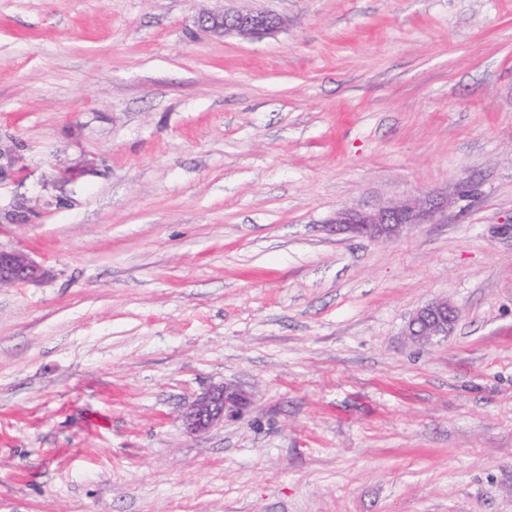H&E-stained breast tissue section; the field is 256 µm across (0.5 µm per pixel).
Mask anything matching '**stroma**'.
<instances>
[{"label":"stroma","instance_id":"stroma-1","mask_svg":"<svg viewBox=\"0 0 512 512\" xmlns=\"http://www.w3.org/2000/svg\"><path fill=\"white\" fill-rule=\"evenodd\" d=\"M218 6L0 0V248L44 271L0 287V512H512V0ZM197 22L214 35H232L242 39L273 36L283 25V21L275 15L247 10L206 12L198 17ZM448 209V197L439 200L432 195L415 197L401 204L384 205L373 210L342 209L330 225V231L353 234L369 239L387 240L399 236L407 227L435 223L437 216ZM457 320L458 311L447 300L431 301L416 310L408 323L406 336L415 345H430L447 337ZM247 401V394L239 388L215 387L189 407L183 416L185 429L191 434L205 432L225 417L238 414Z\"/></svg>","mask_w":512,"mask_h":512}]
</instances>
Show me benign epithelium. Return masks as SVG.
<instances>
[{
    "instance_id": "benign-epithelium-1",
    "label": "benign epithelium",
    "mask_w": 512,
    "mask_h": 512,
    "mask_svg": "<svg viewBox=\"0 0 512 512\" xmlns=\"http://www.w3.org/2000/svg\"><path fill=\"white\" fill-rule=\"evenodd\" d=\"M198 24L217 36L258 39L280 31L283 21L272 14L247 10L206 12ZM448 209V200L431 195L415 197L401 204L384 205L373 210L342 209L330 225L336 234H353L369 239L387 240L406 228L425 221L434 222ZM42 268L21 250L0 249V286H20L41 277ZM458 320L457 309L446 300L431 301L418 308L409 321L406 336L415 345H430L450 334ZM247 394L230 386L211 389L198 398L183 416L191 434L205 432L216 423L238 414L247 404Z\"/></svg>"
}]
</instances>
